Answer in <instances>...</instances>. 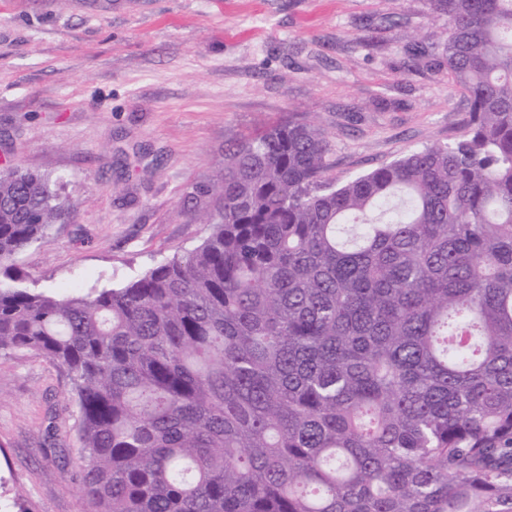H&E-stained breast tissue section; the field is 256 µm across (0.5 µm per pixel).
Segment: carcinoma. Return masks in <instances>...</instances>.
Here are the masks:
<instances>
[{"label": "carcinoma", "mask_w": 512, "mask_h": 512, "mask_svg": "<svg viewBox=\"0 0 512 512\" xmlns=\"http://www.w3.org/2000/svg\"><path fill=\"white\" fill-rule=\"evenodd\" d=\"M466 138L344 184L316 125L224 139L196 248L18 285L66 212L0 170V353L63 368L91 512H512V0H428Z\"/></svg>", "instance_id": "cac0c4a2"}]
</instances>
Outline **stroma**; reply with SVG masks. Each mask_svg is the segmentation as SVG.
I'll use <instances>...</instances> for the list:
<instances>
[{"label": "stroma", "instance_id": "stroma-1", "mask_svg": "<svg viewBox=\"0 0 512 512\" xmlns=\"http://www.w3.org/2000/svg\"><path fill=\"white\" fill-rule=\"evenodd\" d=\"M447 32L428 0H0V164L69 206L16 256L26 286L110 288L198 246L225 138L266 123L314 121L336 183L458 141ZM78 423L62 369L0 355V512H87Z\"/></svg>", "mask_w": 512, "mask_h": 512}]
</instances>
